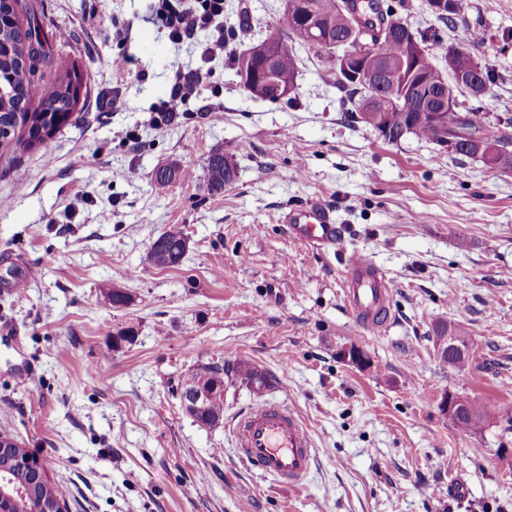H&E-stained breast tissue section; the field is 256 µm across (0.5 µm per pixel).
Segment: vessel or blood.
Segmentation results:
<instances>
[{"mask_svg":"<svg viewBox=\"0 0 512 512\" xmlns=\"http://www.w3.org/2000/svg\"><path fill=\"white\" fill-rule=\"evenodd\" d=\"M292 232L302 241L332 245L342 240L329 210L319 203L292 209L288 215ZM364 257H353L344 274L343 292L364 326L380 327L390 310L385 289ZM238 457L253 471L291 487L301 484L315 461V448L308 427L290 408L262 402L239 413L233 420Z\"/></svg>","mask_w":512,"mask_h":512,"instance_id":"obj_1","label":"vessel or blood"}]
</instances>
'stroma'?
Here are the masks:
<instances>
[{
    "mask_svg": "<svg viewBox=\"0 0 512 512\" xmlns=\"http://www.w3.org/2000/svg\"><path fill=\"white\" fill-rule=\"evenodd\" d=\"M77 62V112L44 148L0 155V276L30 271L21 293L0 287V434L23 441L62 486L68 512H512V430L454 427L443 393L512 407V171L407 135L384 140L352 122L317 50L301 60L290 102L251 97L234 57L282 22L286 0H224L237 28L228 55L201 57L152 19L155 0H28ZM433 58L467 43L488 71L461 110L491 125L512 118V0H464L444 26L427 0L397 12ZM128 68H113L120 53ZM207 77L185 111L152 117L176 72ZM237 166L208 194L203 163ZM168 164L181 175L152 182ZM328 207L342 249L314 247L286 216ZM181 226L178 266L149 261ZM368 258L392 318L372 332L341 290ZM129 302L115 306L107 284ZM472 334L452 368L439 326ZM370 359L359 367L347 347ZM245 362L262 390L224 379V424L184 412L177 387L201 365ZM273 402L294 410L316 448L300 488L249 471L229 426Z\"/></svg>",
    "mask_w": 512,
    "mask_h": 512,
    "instance_id": "35a3bbf8",
    "label": "stroma"
}]
</instances>
